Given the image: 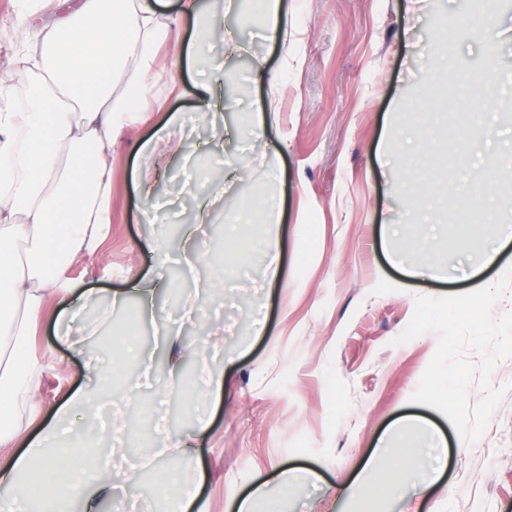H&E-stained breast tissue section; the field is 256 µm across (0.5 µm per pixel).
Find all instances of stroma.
<instances>
[{
    "label": "stroma",
    "mask_w": 512,
    "mask_h": 512,
    "mask_svg": "<svg viewBox=\"0 0 512 512\" xmlns=\"http://www.w3.org/2000/svg\"><path fill=\"white\" fill-rule=\"evenodd\" d=\"M226 0H199L203 15L224 22L209 47V60L178 74V87L160 111L135 131L112 142V232L99 258L75 265L77 288L92 293L87 319L45 320L38 353L59 358L39 392L44 413L66 404L71 393L122 401L126 445L132 457H152L155 431L143 411L172 376L158 344L159 325L178 318L194 302L198 321L183 337L195 345L180 377L195 383L201 365L223 374L225 392L208 403L173 400L168 430L177 436L206 414L210 424L198 440L196 463L179 457L167 467L204 474L193 512H226L228 505L268 478L272 468L288 469L297 487L284 512H405L408 500L421 512H512V391L495 409L482 437L461 444L450 420L437 409L411 402L436 346L426 333L399 345L395 339L414 311V293L433 296L468 292L477 281H492L495 269L476 272L457 223L473 177L512 144V124L502 112L512 108V0H282L288 17L287 46L273 45L260 26L243 28L237 13H225ZM45 22L36 12L20 13L17 0H0V73L8 69L18 32L36 41ZM495 27L487 41L485 27ZM240 45L233 85L240 87L234 109L224 112L232 131L223 150L209 149L216 130L195 114V92L213 82L212 62L224 58V39ZM438 40L470 76L469 88L449 83L430 53ZM279 76V89L252 78L254 59ZM494 69L493 90L479 79ZM495 96V108L476 103ZM275 111H268L269 97ZM437 100L440 120L431 130L426 160L425 197L434 198L439 228L432 251L458 264L453 283H428L391 268L387 254L395 241L380 236L385 221L410 224L403 204L401 174L384 167L392 158L390 125L419 99ZM268 112L261 138L242 143L252 113ZM172 112L195 125L185 160L141 164L132 146L149 137ZM175 199L179 219L144 221L141 182ZM223 191L209 224L190 243L199 253L219 248L230 211L257 199L281 201L277 227L282 280L271 283L264 252L247 248L225 266H201L197 280L180 266L168 269L155 321L138 331L143 347L154 350V388L127 399L138 378L137 363L124 367L111 390L87 377L90 362L106 364L123 341L127 312L110 307L112 291L137 280L155 284L154 243L178 250L187 244L183 227L192 223L199 200ZM306 223H298V215ZM226 286L229 304L210 293ZM70 335L72 346L59 344ZM408 414L431 419L448 441V467L435 475V449H423L413 475L415 486L391 500L337 498L339 488L356 480L363 459L376 451L388 431Z\"/></svg>",
    "instance_id": "1"
}]
</instances>
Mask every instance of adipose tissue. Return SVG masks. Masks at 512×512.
Wrapping results in <instances>:
<instances>
[{"instance_id": "obj_1", "label": "adipose tissue", "mask_w": 512, "mask_h": 512, "mask_svg": "<svg viewBox=\"0 0 512 512\" xmlns=\"http://www.w3.org/2000/svg\"><path fill=\"white\" fill-rule=\"evenodd\" d=\"M37 42L13 56L0 76V512H96L111 499L99 456L79 442H57L84 392L43 417L37 393L57 365L31 346L41 320L73 293L74 265L98 255L112 222V139L153 111L151 89L161 48L181 62L183 20L196 22L197 52L217 25L199 18L197 0H55ZM183 149L182 118L172 113L137 147L141 158L175 157ZM435 225L418 223L394 259L411 276L445 280L452 267L411 263L428 251ZM417 417L390 430L382 452L364 463L372 490L401 495L412 474Z\"/></svg>"}]
</instances>
